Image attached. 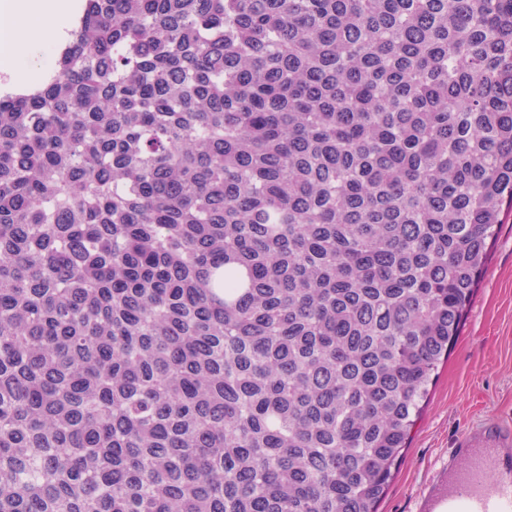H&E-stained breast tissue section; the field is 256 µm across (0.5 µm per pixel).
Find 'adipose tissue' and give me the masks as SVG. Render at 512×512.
Listing matches in <instances>:
<instances>
[{
  "label": "adipose tissue",
  "mask_w": 512,
  "mask_h": 512,
  "mask_svg": "<svg viewBox=\"0 0 512 512\" xmlns=\"http://www.w3.org/2000/svg\"><path fill=\"white\" fill-rule=\"evenodd\" d=\"M69 0H0V71L36 80L27 67L32 48L55 41L69 20Z\"/></svg>",
  "instance_id": "adipose-tissue-1"
}]
</instances>
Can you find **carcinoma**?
<instances>
[{
  "mask_svg": "<svg viewBox=\"0 0 512 512\" xmlns=\"http://www.w3.org/2000/svg\"><path fill=\"white\" fill-rule=\"evenodd\" d=\"M0 94V512H378L512 219V0H82Z\"/></svg>",
  "mask_w": 512,
  "mask_h": 512,
  "instance_id": "carcinoma-1",
  "label": "carcinoma"
}]
</instances>
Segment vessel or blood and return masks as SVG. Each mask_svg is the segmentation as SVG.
<instances>
[{
    "label": "vessel or blood",
    "mask_w": 512,
    "mask_h": 512,
    "mask_svg": "<svg viewBox=\"0 0 512 512\" xmlns=\"http://www.w3.org/2000/svg\"><path fill=\"white\" fill-rule=\"evenodd\" d=\"M457 454L417 512H512V428L485 419L463 436Z\"/></svg>",
    "instance_id": "1"
}]
</instances>
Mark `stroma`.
Here are the masks:
<instances>
[{"label": "stroma", "mask_w": 512, "mask_h": 512, "mask_svg": "<svg viewBox=\"0 0 512 512\" xmlns=\"http://www.w3.org/2000/svg\"><path fill=\"white\" fill-rule=\"evenodd\" d=\"M512 425V223L502 225L460 336L440 369L379 512H416L459 438Z\"/></svg>", "instance_id": "obj_1"}]
</instances>
